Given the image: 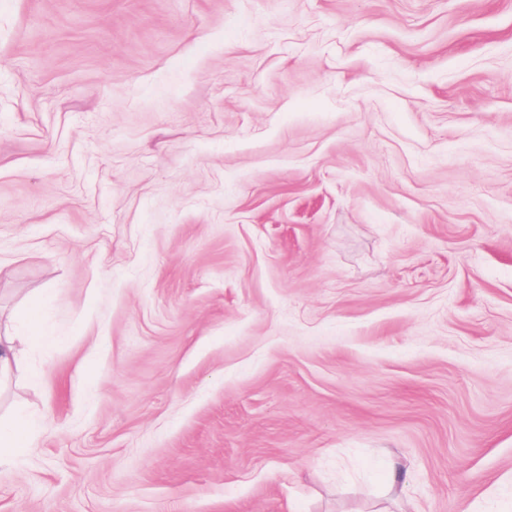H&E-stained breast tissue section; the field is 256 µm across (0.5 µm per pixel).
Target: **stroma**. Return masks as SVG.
<instances>
[{"mask_svg":"<svg viewBox=\"0 0 512 512\" xmlns=\"http://www.w3.org/2000/svg\"><path fill=\"white\" fill-rule=\"evenodd\" d=\"M0 512H512V0H0ZM19 321L24 326L27 336H0V385L7 380L13 371L18 358L19 344L30 343L40 329L39 321L30 308L19 315ZM27 419L19 415L7 422H0V466L9 465L18 452L34 448L28 439Z\"/></svg>","mask_w":512,"mask_h":512,"instance_id":"35a3bbf8","label":"stroma"}]
</instances>
